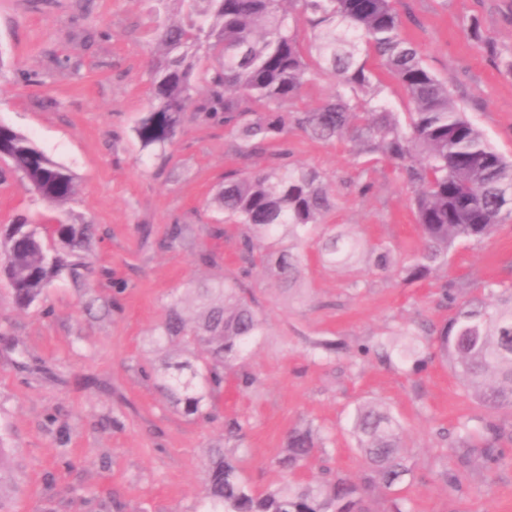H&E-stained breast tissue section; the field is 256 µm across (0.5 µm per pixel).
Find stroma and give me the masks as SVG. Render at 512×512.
Masks as SVG:
<instances>
[{"label":"stroma","instance_id":"35a3bbf8","mask_svg":"<svg viewBox=\"0 0 512 512\" xmlns=\"http://www.w3.org/2000/svg\"><path fill=\"white\" fill-rule=\"evenodd\" d=\"M403 34L429 69L446 79L467 119L512 161V0H397ZM148 0H0V123L31 137L78 178L72 217L98 233L80 278H57L45 298L18 308L0 282V512H199L204 448L233 445L254 489L277 487L289 430L322 429L331 441L305 470L354 484L367 476L351 436L355 409L387 407L400 422L411 472L391 495L412 512H512V442L493 471L474 464L459 490L442 480L453 467L458 422L477 411L449 364L428 359L459 301L485 283L512 288V220L483 242H463L425 281L406 284L363 258L320 262L316 240L300 248L298 292L272 285L239 252L241 227L218 224L212 198L230 170L267 168L271 151L241 158L222 122L186 113L165 151L142 148L134 128L148 111L154 59ZM290 163L318 171L334 203L324 222L390 246L398 264L419 245L412 187L386 161L343 139L324 143L289 131ZM58 210L36 201L0 164V224L19 216L53 223ZM188 225L168 246L167 229ZM214 261L204 265L200 252ZM241 279L266 320L241 371L228 379L208 417H187L157 388L154 340L171 295L196 282ZM104 306L87 315L86 301ZM416 343L427 361L385 362L359 354L380 337ZM339 351L312 357L314 343Z\"/></svg>","mask_w":512,"mask_h":512}]
</instances>
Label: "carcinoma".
Segmentation results:
<instances>
[{
  "instance_id": "cac0c4a2",
  "label": "carcinoma",
  "mask_w": 512,
  "mask_h": 512,
  "mask_svg": "<svg viewBox=\"0 0 512 512\" xmlns=\"http://www.w3.org/2000/svg\"><path fill=\"white\" fill-rule=\"evenodd\" d=\"M152 34L159 59L149 71L152 99L134 129L144 148L165 150L187 112H222L224 128L247 159L274 143L280 162L266 171L229 172L214 197L223 221L244 226L239 250L250 265L268 270L280 288L292 289L301 255L275 248L274 240L311 239L333 203L315 170L288 165V128L334 142L351 136L362 149L389 160L415 187L413 197L420 244L399 274L405 281L427 278L448 261L461 241L491 238L512 206L501 191L512 187V162L496 152L483 132L467 120L418 49L402 35L394 0H151ZM310 27L308 48L299 26ZM374 56L400 84L411 106L408 121L375 101L380 77L367 67ZM213 64L199 67L201 59ZM336 79V92L317 107L290 111L316 71ZM364 98H358V94ZM0 155L19 174L35 199L63 207L78 191L76 175L27 136L0 124ZM93 225L59 219L39 224L21 216L0 230V278L16 305L38 302L64 271L79 265L63 256L84 249ZM272 240L266 251L257 242ZM357 250L353 239L320 238L319 253L330 262ZM374 266L394 268L390 248H375ZM238 281L191 289L197 312L185 314L184 298H171L160 340L200 351L198 364H165L154 371L167 397L187 416L209 414L224 390L226 371L245 359L264 334L265 320L242 295ZM485 298L465 302L436 340L431 357L451 363L465 393L481 414L461 420L451 448L455 469L443 472L456 487L470 462L485 468L499 461L504 438L512 439L499 415L512 416V289L488 282ZM352 433L377 488L389 490L410 472L401 454L402 428L382 406L367 403L353 416ZM328 437L312 428L288 432L278 461L287 478L275 489L257 491L241 475L239 460L223 447L204 449L209 466L204 501L210 512H373L367 488L336 472L322 481L302 478L303 468Z\"/></svg>"
}]
</instances>
